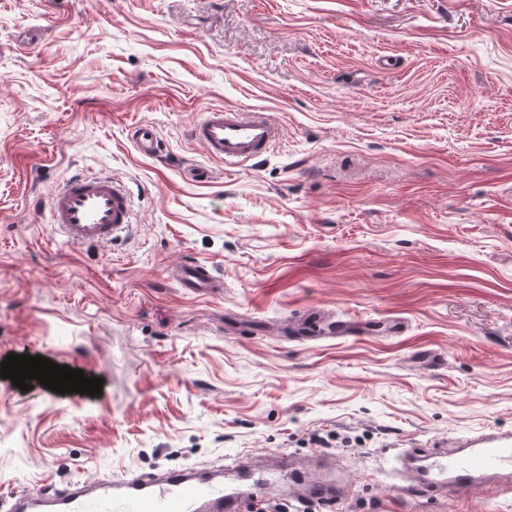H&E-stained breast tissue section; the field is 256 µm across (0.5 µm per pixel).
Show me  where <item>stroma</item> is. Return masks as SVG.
<instances>
[{
  "mask_svg": "<svg viewBox=\"0 0 512 512\" xmlns=\"http://www.w3.org/2000/svg\"><path fill=\"white\" fill-rule=\"evenodd\" d=\"M224 106L279 145L225 169L185 136ZM77 172L129 188L128 235H55ZM189 260L223 287L179 288ZM311 313L370 328L299 338ZM11 353L103 385L0 378V488L284 451L353 483L332 512H512L498 479L395 485L404 449L512 434V0H0ZM131 138L138 153L158 158L163 151L162 140L152 126L137 125L131 130Z\"/></svg>",
  "mask_w": 512,
  "mask_h": 512,
  "instance_id": "stroma-1",
  "label": "stroma"
}]
</instances>
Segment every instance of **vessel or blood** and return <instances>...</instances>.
I'll return each instance as SVG.
<instances>
[{"label": "vessel or blood", "mask_w": 512, "mask_h": 512, "mask_svg": "<svg viewBox=\"0 0 512 512\" xmlns=\"http://www.w3.org/2000/svg\"><path fill=\"white\" fill-rule=\"evenodd\" d=\"M189 138L207 155L228 166L262 157L280 140V128L266 113L238 107L204 112L187 129ZM138 153L157 158L162 140L152 126L132 128ZM48 220L70 245H104L125 233L132 222V199L126 187L100 174H74L51 193ZM179 287L209 292L220 287L211 266L192 262L175 273ZM248 480L243 487L198 476L191 467L175 466L159 473L132 472L108 480H87L65 486L46 485L35 494L0 491V512H250L265 499L266 473L244 460ZM512 470V437L488 439L466 448L426 456L418 481L404 485L409 497H424L436 489H464L486 477ZM344 488L308 481L295 500L330 506L343 499Z\"/></svg>", "instance_id": "1"}]
</instances>
